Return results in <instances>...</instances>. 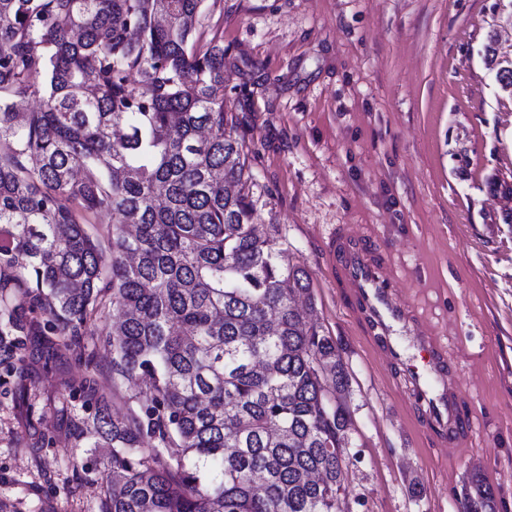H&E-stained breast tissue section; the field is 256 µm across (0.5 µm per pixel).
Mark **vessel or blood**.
<instances>
[{
  "label": "vessel or blood",
  "mask_w": 512,
  "mask_h": 512,
  "mask_svg": "<svg viewBox=\"0 0 512 512\" xmlns=\"http://www.w3.org/2000/svg\"><path fill=\"white\" fill-rule=\"evenodd\" d=\"M327 254L336 280L352 301L354 315L376 347L410 388L421 416L443 444L457 445L472 428L450 387L445 349L425 332L384 257L373 249L368 236L339 228L328 243Z\"/></svg>",
  "instance_id": "1"
}]
</instances>
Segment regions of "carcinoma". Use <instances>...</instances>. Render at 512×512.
I'll return each mask as SVG.
<instances>
[{
  "label": "carcinoma",
  "instance_id": "1",
  "mask_svg": "<svg viewBox=\"0 0 512 512\" xmlns=\"http://www.w3.org/2000/svg\"><path fill=\"white\" fill-rule=\"evenodd\" d=\"M203 2L0 0V348L24 400V337L50 357L123 312L112 370L138 410L92 421L105 512H344L349 374L297 306L308 272L255 224ZM459 512H499L485 478Z\"/></svg>",
  "mask_w": 512,
  "mask_h": 512
}]
</instances>
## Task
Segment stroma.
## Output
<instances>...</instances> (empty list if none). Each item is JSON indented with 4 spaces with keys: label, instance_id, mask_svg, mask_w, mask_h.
Instances as JSON below:
<instances>
[{
    "label": "stroma",
    "instance_id": "1",
    "mask_svg": "<svg viewBox=\"0 0 512 512\" xmlns=\"http://www.w3.org/2000/svg\"><path fill=\"white\" fill-rule=\"evenodd\" d=\"M223 32L260 231L310 276L309 320L349 374V512H457L481 471L512 506V0H204ZM368 234L401 296L446 345L467 444L436 442L357 323L326 257ZM111 320L80 349L34 358L26 401L0 365V512H101L112 451L77 441L54 399L92 376L113 415ZM42 437L44 447L32 445Z\"/></svg>",
    "mask_w": 512,
    "mask_h": 512
}]
</instances>
